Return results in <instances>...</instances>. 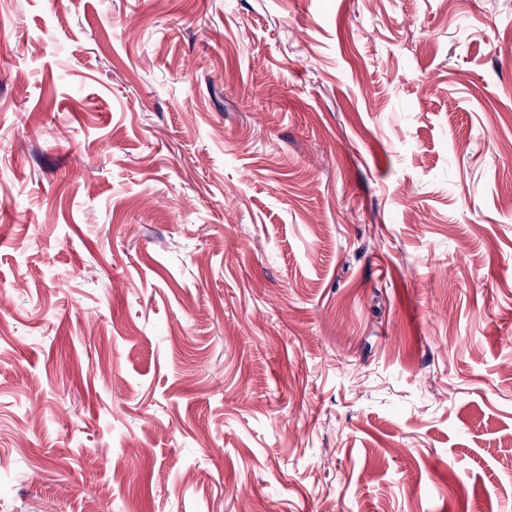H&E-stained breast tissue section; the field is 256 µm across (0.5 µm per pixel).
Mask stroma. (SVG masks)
I'll use <instances>...</instances> for the list:
<instances>
[{
  "instance_id": "stroma-1",
  "label": "stroma",
  "mask_w": 512,
  "mask_h": 512,
  "mask_svg": "<svg viewBox=\"0 0 512 512\" xmlns=\"http://www.w3.org/2000/svg\"><path fill=\"white\" fill-rule=\"evenodd\" d=\"M512 0H0V512H512Z\"/></svg>"
}]
</instances>
